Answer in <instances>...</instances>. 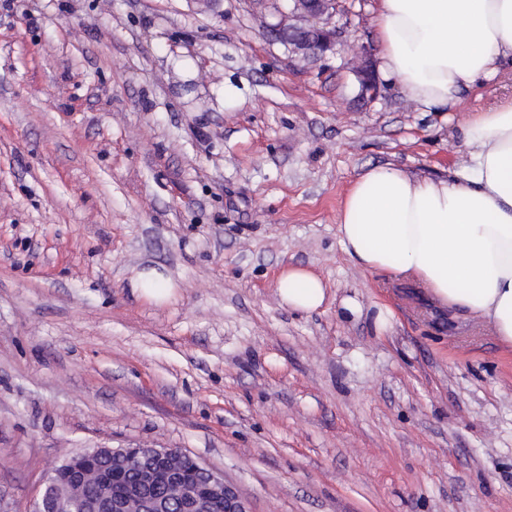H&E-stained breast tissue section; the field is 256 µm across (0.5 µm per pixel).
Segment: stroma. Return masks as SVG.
<instances>
[{
	"mask_svg": "<svg viewBox=\"0 0 512 512\" xmlns=\"http://www.w3.org/2000/svg\"><path fill=\"white\" fill-rule=\"evenodd\" d=\"M285 0H0V500L91 448H180L251 512H512V350L336 234L369 167L440 177L512 66L358 106L379 0L297 59ZM326 285L283 306L282 269ZM154 269L172 294L136 286ZM355 300L359 310L344 309ZM392 311L378 331V306ZM277 292L281 303L288 309L311 313L322 307L326 291L321 278L300 267H288L277 279Z\"/></svg>",
	"mask_w": 512,
	"mask_h": 512,
	"instance_id": "1",
	"label": "stroma"
}]
</instances>
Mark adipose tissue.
Masks as SVG:
<instances>
[{
	"label": "adipose tissue",
	"instance_id": "ef3b65f1",
	"mask_svg": "<svg viewBox=\"0 0 512 512\" xmlns=\"http://www.w3.org/2000/svg\"><path fill=\"white\" fill-rule=\"evenodd\" d=\"M381 69L425 108L495 78L512 61V0H380ZM469 163L441 178L374 166L350 186L337 236L356 266L413 281L440 305L466 311L512 349V97L474 113ZM277 292L311 313L321 278L291 267Z\"/></svg>",
	"mask_w": 512,
	"mask_h": 512
}]
</instances>
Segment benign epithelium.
<instances>
[{
    "label": "benign epithelium",
    "instance_id": "benign-epithelium-1",
    "mask_svg": "<svg viewBox=\"0 0 512 512\" xmlns=\"http://www.w3.org/2000/svg\"><path fill=\"white\" fill-rule=\"evenodd\" d=\"M337 0H291L275 27L279 40L309 60L336 51L340 32L331 25ZM352 71L358 99H376L380 84L370 57ZM107 453L123 454L137 472L134 485L112 489V479L95 465ZM224 500V512H251L247 501L224 477L179 448H99L68 460L63 475L47 480L32 512H200L205 498Z\"/></svg>",
    "mask_w": 512,
    "mask_h": 512
}]
</instances>
